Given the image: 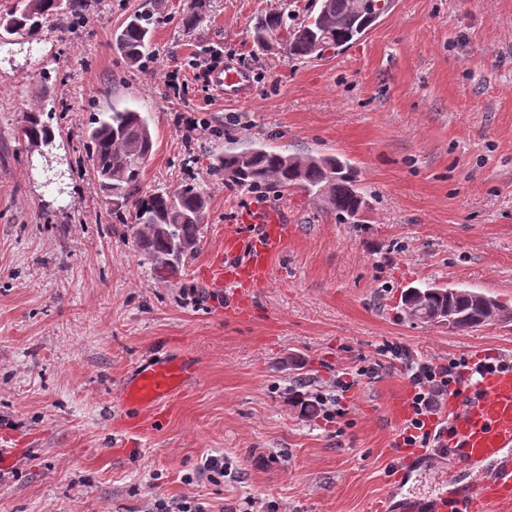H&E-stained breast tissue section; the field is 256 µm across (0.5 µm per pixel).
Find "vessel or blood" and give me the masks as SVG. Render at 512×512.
<instances>
[{
  "mask_svg": "<svg viewBox=\"0 0 512 512\" xmlns=\"http://www.w3.org/2000/svg\"><path fill=\"white\" fill-rule=\"evenodd\" d=\"M210 83L232 101L245 100L252 85L248 73L232 60L212 73ZM290 231L277 206L257 208L245 214L242 224L225 228L223 257L202 272L208 284L229 289L225 317L254 316L256 294L267 286L271 260L286 244ZM194 377L192 359L146 361L126 379L123 399L159 415ZM448 415L454 467L472 473L473 478L433 497L407 499L405 512H512V370L485 375L462 387L449 402ZM481 465L489 466L490 474L476 475Z\"/></svg>",
  "mask_w": 512,
  "mask_h": 512,
  "instance_id": "obj_1",
  "label": "vessel or blood"
}]
</instances>
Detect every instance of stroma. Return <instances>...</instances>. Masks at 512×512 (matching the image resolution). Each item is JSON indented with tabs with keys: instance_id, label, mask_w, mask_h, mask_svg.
<instances>
[{
	"instance_id": "obj_1",
	"label": "stroma",
	"mask_w": 512,
	"mask_h": 512,
	"mask_svg": "<svg viewBox=\"0 0 512 512\" xmlns=\"http://www.w3.org/2000/svg\"><path fill=\"white\" fill-rule=\"evenodd\" d=\"M87 0L86 24L47 23L39 46L0 44V512H157L190 499L207 512H390L445 490L449 457L424 449L396 476L401 432L386 407L410 390L412 361L512 356V320L473 331L412 321L403 292L427 282L512 307V0H394L356 44L302 61L255 53L271 8L296 16L313 0ZM152 12V61L129 64L115 35ZM249 70L251 96L228 102L195 77L211 51ZM180 68L174 96L166 74ZM70 110L44 152L24 148L28 109ZM146 112L154 151L145 190L175 189L186 150L178 118L224 127L201 135L195 173L207 200L198 250L157 276L131 225L105 223L91 166L72 170L91 113ZM349 159L370 208L342 224L297 191L263 198L224 186L213 155L233 145ZM260 205L292 226L250 320L224 316L227 293L201 264L220 257L226 226ZM192 358L196 383L160 424L134 417L122 383L144 360ZM379 363L337 393L336 378ZM338 396L325 421L293 394ZM224 476L202 475L207 459Z\"/></svg>"
}]
</instances>
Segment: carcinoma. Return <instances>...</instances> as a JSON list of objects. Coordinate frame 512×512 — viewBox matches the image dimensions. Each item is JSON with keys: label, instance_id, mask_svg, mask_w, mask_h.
<instances>
[{"label": "carcinoma", "instance_id": "obj_1", "mask_svg": "<svg viewBox=\"0 0 512 512\" xmlns=\"http://www.w3.org/2000/svg\"><path fill=\"white\" fill-rule=\"evenodd\" d=\"M391 4L392 0H320L316 14L297 22L290 21L283 8L275 7L255 27L253 47L266 51L276 45L291 61L310 59L322 53L323 44L338 49L358 40ZM79 10L78 0H17L0 16V43L17 37L38 42L50 18L64 12L73 27L80 23ZM153 22L152 14L143 13L130 19L117 34L116 45L130 64H139L147 55ZM50 119V112L29 110L24 141L51 145L54 130ZM83 148L85 160L106 194L108 223L133 220L136 247L153 269L160 274L177 273L199 247L206 198L191 178L172 191L142 190L146 163L154 148L148 116L129 107L92 112ZM211 173L230 187L248 191L298 189L335 213L343 224L359 223L361 213L369 207L357 184V170L335 156L285 154L251 144L215 156ZM402 306L411 320L416 308L432 314L446 307L459 317L460 330L479 327L498 315L497 308H489L478 292L464 288H410L402 297Z\"/></svg>", "mask_w": 512, "mask_h": 512}]
</instances>
